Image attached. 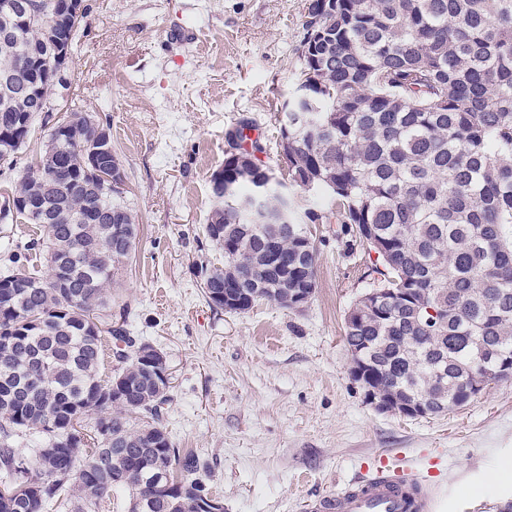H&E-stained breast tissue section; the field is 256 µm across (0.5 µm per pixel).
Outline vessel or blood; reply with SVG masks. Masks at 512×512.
Segmentation results:
<instances>
[{
  "mask_svg": "<svg viewBox=\"0 0 512 512\" xmlns=\"http://www.w3.org/2000/svg\"><path fill=\"white\" fill-rule=\"evenodd\" d=\"M439 484L432 474L403 463L380 461L351 487L325 493L308 512H437Z\"/></svg>",
  "mask_w": 512,
  "mask_h": 512,
  "instance_id": "vessel-or-blood-1",
  "label": "vessel or blood"
}]
</instances>
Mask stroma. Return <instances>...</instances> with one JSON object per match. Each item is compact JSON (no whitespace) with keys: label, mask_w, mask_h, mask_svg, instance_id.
<instances>
[{"label":"stroma","mask_w":512,"mask_h":512,"mask_svg":"<svg viewBox=\"0 0 512 512\" xmlns=\"http://www.w3.org/2000/svg\"><path fill=\"white\" fill-rule=\"evenodd\" d=\"M71 53V108L107 117L137 217L112 280V314L153 345L170 374L162 424L193 450L224 512H303L385 458L438 460L445 512L512 503V379L450 413L377 410L354 380L345 316L371 283L367 253L342 255L339 225L316 224V290L301 310L209 305L200 261L222 266L205 235L210 180L239 118L271 167L277 106L299 65L307 0H84ZM40 226L0 223V274L47 275L44 256L11 251Z\"/></svg>","instance_id":"obj_1"}]
</instances>
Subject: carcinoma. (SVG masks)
I'll return each mask as SVG.
<instances>
[{"mask_svg":"<svg viewBox=\"0 0 512 512\" xmlns=\"http://www.w3.org/2000/svg\"><path fill=\"white\" fill-rule=\"evenodd\" d=\"M29 0H0V165L14 171L25 143L3 137L71 90L29 71L46 66L56 41L79 30L53 18L4 32ZM288 103L310 121L279 127L288 139L281 180L294 190L328 192L321 213L291 200H266L268 220L240 209L274 176L266 153L240 119L225 133L224 180L212 178L205 234L224 266L198 269L208 303L235 313L261 301L294 309L290 292L316 288L310 224L341 225L343 254H376L372 290L345 317L344 342L364 356L357 381L366 398L397 397L453 411L476 398L475 381L512 376V0H334L315 31L304 30ZM99 118L72 112L27 164L0 221L44 228L25 250H41L59 275L0 276V512H46L67 500L72 512H98L119 491L129 512H204L213 499L205 464L177 448L161 425L169 402L163 363L149 344L112 321V271L137 238L123 192L97 182L87 156ZM117 363L100 376L104 340ZM509 371L487 376L473 344ZM97 412L92 430L84 416ZM34 431L37 448L19 433ZM163 471L165 481L149 480Z\"/></svg>","mask_w":512,"mask_h":512,"instance_id":"1","label":"carcinoma"}]
</instances>
